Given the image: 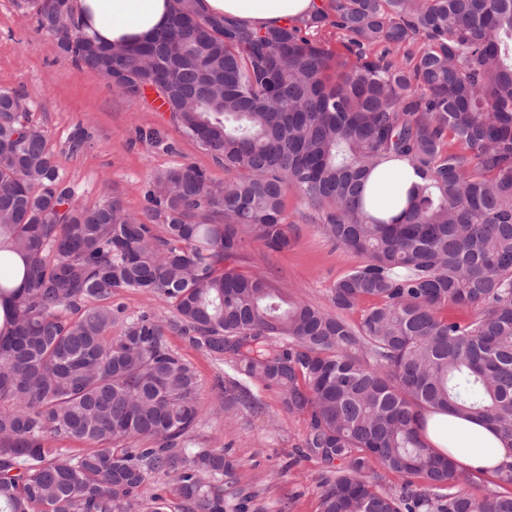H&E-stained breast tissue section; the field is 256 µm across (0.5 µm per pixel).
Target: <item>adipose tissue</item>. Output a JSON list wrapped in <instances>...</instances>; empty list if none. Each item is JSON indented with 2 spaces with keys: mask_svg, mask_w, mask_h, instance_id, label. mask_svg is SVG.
Here are the masks:
<instances>
[{
  "mask_svg": "<svg viewBox=\"0 0 512 512\" xmlns=\"http://www.w3.org/2000/svg\"><path fill=\"white\" fill-rule=\"evenodd\" d=\"M325 0H199L202 14L236 18L248 28L263 31L298 24L321 9ZM174 0H77L76 13L89 35L101 42L135 45L154 37L166 25ZM404 184L416 175L407 161H384L367 182V208L391 219L400 214L395 203L396 180ZM424 439L436 452L457 464L493 475L512 463V450L504 448L495 428L483 419L452 413L428 416Z\"/></svg>",
  "mask_w": 512,
  "mask_h": 512,
  "instance_id": "1",
  "label": "adipose tissue"
}]
</instances>
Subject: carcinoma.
Returning a JSON list of instances; mask_svg holds the SVG:
<instances>
[{
    "label": "carcinoma",
    "instance_id": "1",
    "mask_svg": "<svg viewBox=\"0 0 512 512\" xmlns=\"http://www.w3.org/2000/svg\"><path fill=\"white\" fill-rule=\"evenodd\" d=\"M25 7L127 98L154 91L227 177L181 164L153 176L140 214L117 197L81 207L25 97L0 89V512H225L233 461L191 446L196 372L153 317H118L125 290L225 357L230 402L254 407L257 380L306 416L303 448L327 469L320 512H512V469L491 479L422 437L428 414L476 415L512 449V0H326L262 32L176 0L160 34L116 58L74 0ZM327 26L356 57L334 76L310 38ZM392 156L422 183L387 222L364 180ZM290 187L363 259L333 286L334 314L228 266L251 242L288 247ZM155 474L170 484L145 501Z\"/></svg>",
    "mask_w": 512,
    "mask_h": 512
}]
</instances>
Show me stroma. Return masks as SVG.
I'll use <instances>...</instances> for the list:
<instances>
[{
  "mask_svg": "<svg viewBox=\"0 0 512 512\" xmlns=\"http://www.w3.org/2000/svg\"><path fill=\"white\" fill-rule=\"evenodd\" d=\"M0 88L26 97L32 122L44 129L55 153L60 177L84 207L116 197L130 212H142L153 174L182 163L205 169L214 182L225 178L223 166L184 137L169 112L157 110L153 97L130 101L97 73L64 57L19 0H0ZM78 129L85 142L73 151L69 142ZM142 130L154 132V139L139 138ZM285 213L290 247L272 253L258 243L247 244L235 267L245 274H264L292 299L333 311L334 284L362 259L336 248L296 189L285 193ZM113 304L125 318L153 315L169 348L195 366L204 416L194 439L224 449L235 466L236 481L224 488L226 512H235L248 494L255 497L249 512H319L325 466L317 457L299 453L305 417L286 412L277 389L259 383L250 386L255 408L221 409L226 366L171 328L172 307L136 291L118 292Z\"/></svg>",
  "mask_w": 512,
  "mask_h": 512,
  "instance_id": "35a3bbf8",
  "label": "stroma"
}]
</instances>
